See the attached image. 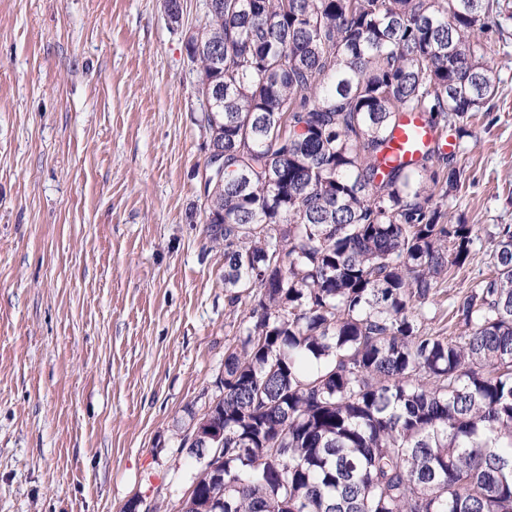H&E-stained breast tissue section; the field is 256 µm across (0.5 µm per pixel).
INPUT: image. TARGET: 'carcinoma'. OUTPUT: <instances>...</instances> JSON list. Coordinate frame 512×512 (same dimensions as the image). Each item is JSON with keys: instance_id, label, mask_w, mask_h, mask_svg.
Listing matches in <instances>:
<instances>
[{"instance_id": "obj_1", "label": "carcinoma", "mask_w": 512, "mask_h": 512, "mask_svg": "<svg viewBox=\"0 0 512 512\" xmlns=\"http://www.w3.org/2000/svg\"><path fill=\"white\" fill-rule=\"evenodd\" d=\"M214 2L192 42L224 150L207 234L248 304L177 512H512V224L445 315L475 238L447 221L456 154L380 170L405 113L461 138L496 97L500 0Z\"/></svg>"}]
</instances>
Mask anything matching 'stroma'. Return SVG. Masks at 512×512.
I'll use <instances>...</instances> for the list:
<instances>
[{"label": "stroma", "mask_w": 512, "mask_h": 512, "mask_svg": "<svg viewBox=\"0 0 512 512\" xmlns=\"http://www.w3.org/2000/svg\"><path fill=\"white\" fill-rule=\"evenodd\" d=\"M0 0V512L177 507L178 425L221 391L241 307L205 224L206 131L185 30L204 0ZM485 38L497 97L467 123L448 305L512 224V0Z\"/></svg>", "instance_id": "obj_1"}]
</instances>
